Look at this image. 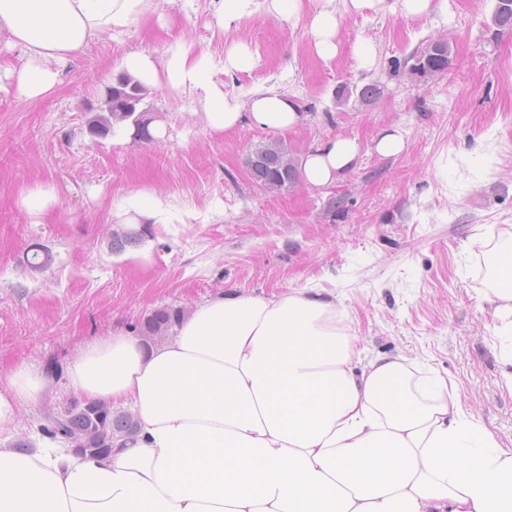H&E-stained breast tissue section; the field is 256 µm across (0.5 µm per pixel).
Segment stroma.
Here are the masks:
<instances>
[{
  "label": "stroma",
  "instance_id": "obj_1",
  "mask_svg": "<svg viewBox=\"0 0 512 512\" xmlns=\"http://www.w3.org/2000/svg\"><path fill=\"white\" fill-rule=\"evenodd\" d=\"M495 0H433L430 14H349L343 0H303L288 18L252 0L219 26L212 0H159L156 13L124 34L97 36L58 68L34 101L0 91V372L25 364L50 383L23 407L11 443L40 437L45 410L78 395L67 368L117 326L135 328L156 310L192 311L227 290L255 293L332 288L343 299L366 353H405L421 371L448 376L462 404L512 446V387L499 358L498 321L484 297L497 285L481 263L505 258L499 232L512 225V31L491 23ZM340 18L339 54L318 57L309 28L318 11ZM448 37L444 73L412 83L396 62L427 40ZM376 51L372 70L353 54ZM253 60L225 71L236 42ZM183 42L214 63L213 82L246 100L258 89L292 96L304 114L289 130L241 124L213 133L191 120L203 93L150 88L144 107L167 134L150 144L130 131L94 139L85 112L132 51L165 62ZM379 82L372 103H339L344 87ZM399 129L405 150L375 149ZM356 138V168L333 184L263 189L249 151L283 140L295 157L336 136ZM51 187L41 217L19 205L23 189ZM142 191L164 207L160 222L123 251L112 249V211ZM49 249L47 269L24 262Z\"/></svg>",
  "mask_w": 512,
  "mask_h": 512
}]
</instances>
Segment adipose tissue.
Returning <instances> with one entry per match:
<instances>
[{"label": "adipose tissue", "instance_id": "1", "mask_svg": "<svg viewBox=\"0 0 512 512\" xmlns=\"http://www.w3.org/2000/svg\"><path fill=\"white\" fill-rule=\"evenodd\" d=\"M153 0H0V30L25 63L6 69L20 96L43 97L55 67L96 35L120 33ZM121 68L145 86L204 93L203 121L286 130L302 115L287 94L226 97L208 61L181 45L165 64L144 52ZM356 139L321 143L300 162L325 186L351 171ZM404 354L368 355L327 288L228 290L197 306L174 336L144 345L120 329L68 367L89 401L130 407L135 440L104 457L68 447L0 445V512H512V448L467 414L447 378L418 376ZM44 376L0 383V437Z\"/></svg>", "mask_w": 512, "mask_h": 512}]
</instances>
